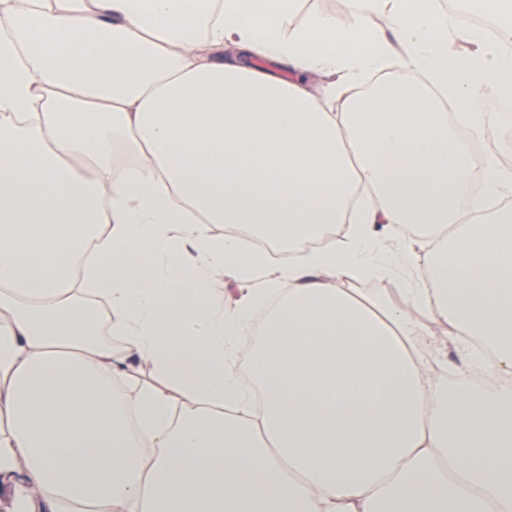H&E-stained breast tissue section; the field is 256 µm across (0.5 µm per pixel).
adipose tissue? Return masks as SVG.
I'll return each mask as SVG.
<instances>
[{
    "label": "adipose tissue",
    "mask_w": 512,
    "mask_h": 512,
    "mask_svg": "<svg viewBox=\"0 0 512 512\" xmlns=\"http://www.w3.org/2000/svg\"><path fill=\"white\" fill-rule=\"evenodd\" d=\"M301 2L0 0L12 512H512V208L473 218L512 168L487 163L462 203L447 112L486 137L512 50L435 0H349L347 24L294 23ZM404 224L427 234L396 241ZM397 275L398 300L347 286ZM436 326L496 388L437 379ZM140 361L153 380L128 386ZM258 339H252L251 336H246L240 343L238 349L239 356V371L243 364L247 365L246 375L249 381L255 377V374L263 366V362L257 356Z\"/></svg>",
    "instance_id": "1"
}]
</instances>
